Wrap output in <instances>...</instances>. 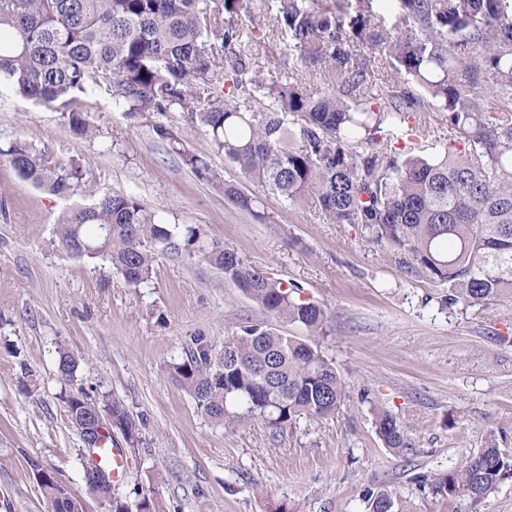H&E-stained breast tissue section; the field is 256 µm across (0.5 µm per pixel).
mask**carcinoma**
I'll return each mask as SVG.
<instances>
[{
    "instance_id": "1",
    "label": "carcinoma",
    "mask_w": 512,
    "mask_h": 512,
    "mask_svg": "<svg viewBox=\"0 0 512 512\" xmlns=\"http://www.w3.org/2000/svg\"><path fill=\"white\" fill-rule=\"evenodd\" d=\"M272 27L288 33V55L319 76L291 84L250 68L241 11L263 0H0V78L36 103L65 112L78 136L91 130L78 95L107 82L130 114L177 106L198 116L216 152L257 184L242 193L162 126L191 172L221 181L224 197L260 215L261 195L295 205L317 202L335 224H359L369 241L411 256L428 279L447 286L448 305L512 302V0H393L387 26L374 0H276ZM232 78L237 95L220 92ZM266 89L254 107L249 88ZM442 112L466 148L448 139L431 158L415 154L417 114ZM18 175L69 198L87 187L77 164L56 166L26 139L0 152ZM61 245L79 258L104 257L134 287L158 258L177 253L236 283L275 319L321 335L326 310L302 300L300 286L267 276L199 224L171 226L137 196L106 193L66 211ZM79 363L58 351L57 372L73 380ZM172 375L210 419L230 428L261 420L279 434L302 419L335 416L344 400L335 367L309 342L263 322L242 325L218 351L207 336L187 343ZM78 429L88 417L112 420L128 447L139 425L117 398L80 389L66 400ZM376 430L405 447L404 426L387 411ZM512 479V454L491 443L438 479L450 497L477 501ZM39 482L52 512H83L49 474ZM112 512H163L154 492L134 504L97 486ZM369 512H408L386 490Z\"/></svg>"
}]
</instances>
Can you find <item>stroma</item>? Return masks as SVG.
Segmentation results:
<instances>
[{
	"label": "stroma",
	"mask_w": 512,
	"mask_h": 512,
	"mask_svg": "<svg viewBox=\"0 0 512 512\" xmlns=\"http://www.w3.org/2000/svg\"><path fill=\"white\" fill-rule=\"evenodd\" d=\"M95 133L74 135L62 111L0 81V147L24 138L52 163H80L89 187L62 199L22 179L0 155V512H50L38 475L47 472L84 512H111L84 480V442L67 417L77 390L123 400L141 422L126 448L120 496L154 491L165 512H366L367 492L388 490L410 512H512V480L483 499L423 487L458 469L487 443L512 452V303L447 306V286L410 256L367 240L360 225L334 224L314 202L270 195L265 219L239 209L198 179L160 139L174 132L244 193L257 186L217 154L191 114L173 107L129 115L106 87L81 94ZM124 191L170 224H201L268 276L300 285L326 309L323 335L270 320L222 271L183 256L160 258L148 283L129 286L108 259L61 246L62 212ZM271 322L313 340L345 387L335 417L300 421L271 435L252 422L211 421L171 374L191 335L216 348L239 326ZM79 361L57 373V350ZM405 426L408 448L385 447L379 412Z\"/></svg>",
	"instance_id": "1"
}]
</instances>
